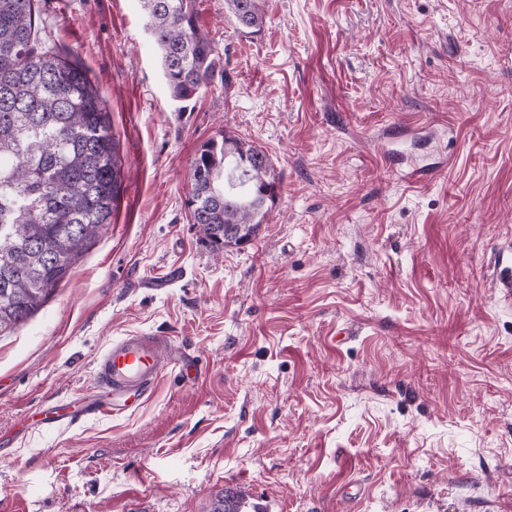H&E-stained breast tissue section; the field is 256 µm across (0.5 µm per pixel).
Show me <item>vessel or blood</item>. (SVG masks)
<instances>
[{
    "instance_id": "obj_1",
    "label": "vessel or blood",
    "mask_w": 512,
    "mask_h": 512,
    "mask_svg": "<svg viewBox=\"0 0 512 512\" xmlns=\"http://www.w3.org/2000/svg\"><path fill=\"white\" fill-rule=\"evenodd\" d=\"M189 362L166 336L130 333L114 339L97 358L93 385L78 407L65 413L46 409L41 423L51 428L122 413L130 397L150 393L167 370L186 372Z\"/></svg>"
}]
</instances>
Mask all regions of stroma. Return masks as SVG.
<instances>
[{
  "label": "stroma",
  "mask_w": 512,
  "mask_h": 512,
  "mask_svg": "<svg viewBox=\"0 0 512 512\" xmlns=\"http://www.w3.org/2000/svg\"><path fill=\"white\" fill-rule=\"evenodd\" d=\"M195 0L214 79L180 112L138 0H37L123 163L112 222L0 333V512H512V0ZM280 176L213 249L185 206L203 141ZM168 336L204 371L130 410L31 429L97 356ZM230 12L239 27L258 30L263 24L260 0H227ZM210 512H261L259 506L249 503L242 491L225 488L211 503Z\"/></svg>",
  "instance_id": "1"
}]
</instances>
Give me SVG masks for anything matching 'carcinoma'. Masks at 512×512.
Instances as JSON below:
<instances>
[{
    "mask_svg": "<svg viewBox=\"0 0 512 512\" xmlns=\"http://www.w3.org/2000/svg\"><path fill=\"white\" fill-rule=\"evenodd\" d=\"M236 24L259 29L260 0H227ZM173 101L184 109L217 67L195 0H140ZM186 198L210 242L252 241L279 174L258 146L228 133L197 148ZM121 159L88 72L42 46L35 0H0V333L34 313L92 239L112 223ZM210 512H261L226 488Z\"/></svg>",
    "mask_w": 512,
    "mask_h": 512,
    "instance_id": "1",
    "label": "carcinoma"
}]
</instances>
